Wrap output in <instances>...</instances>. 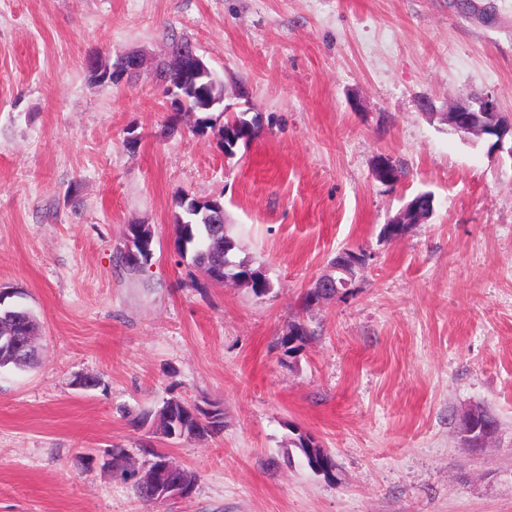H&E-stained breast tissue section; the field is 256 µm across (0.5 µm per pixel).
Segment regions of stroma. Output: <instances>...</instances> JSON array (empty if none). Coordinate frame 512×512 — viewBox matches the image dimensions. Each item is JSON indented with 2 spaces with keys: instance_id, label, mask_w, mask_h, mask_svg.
I'll use <instances>...</instances> for the list:
<instances>
[{
  "instance_id": "obj_1",
  "label": "stroma",
  "mask_w": 512,
  "mask_h": 512,
  "mask_svg": "<svg viewBox=\"0 0 512 512\" xmlns=\"http://www.w3.org/2000/svg\"><path fill=\"white\" fill-rule=\"evenodd\" d=\"M458 2L0 0V287L43 345L0 369V512H512V157L440 118L486 92L512 115V0ZM177 39L224 109L170 137L156 67ZM132 52L135 75L91 81L90 54ZM243 111L260 130L225 156L215 129ZM423 191L427 223L383 238ZM186 193L223 200L264 296L180 257ZM129 224L153 235L137 271ZM346 248L367 255L352 288L305 303ZM298 322L314 335L292 348ZM173 398L221 405L223 432L133 424ZM472 405L498 421L491 447L459 438ZM147 447L197 473L190 497L143 502L87 462L121 448L139 469ZM294 444L304 455L309 468L315 471L325 472L331 469L332 462L330 453L325 448H322L310 434L298 433L294 439ZM311 444H313L314 447H311Z\"/></svg>"
}]
</instances>
